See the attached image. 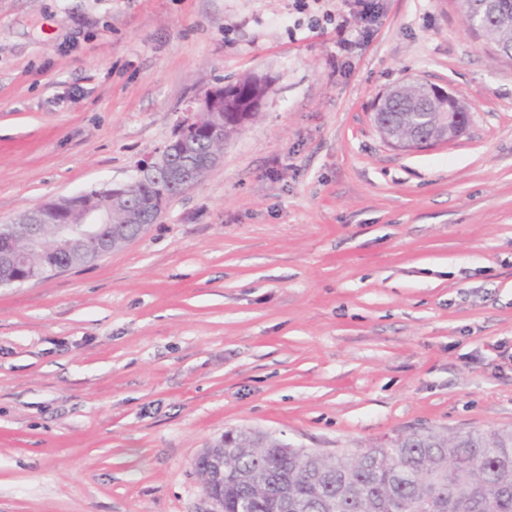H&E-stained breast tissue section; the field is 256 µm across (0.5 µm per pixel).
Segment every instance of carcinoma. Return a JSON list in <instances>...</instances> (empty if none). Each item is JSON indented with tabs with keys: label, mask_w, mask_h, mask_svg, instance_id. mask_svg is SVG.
Here are the masks:
<instances>
[{
	"label": "carcinoma",
	"mask_w": 512,
	"mask_h": 512,
	"mask_svg": "<svg viewBox=\"0 0 512 512\" xmlns=\"http://www.w3.org/2000/svg\"><path fill=\"white\" fill-rule=\"evenodd\" d=\"M507 22L489 20L471 26L493 50L512 45V0H492ZM228 106L249 112L266 87L249 75L227 84ZM399 110L384 113L404 137L427 134L402 119L419 105L434 111L429 89L407 84ZM229 128L185 148L184 164L206 173L203 161L219 154ZM158 197L156 181H139L136 198ZM241 428L224 433V512H239L247 498L249 512H512V430L456 432L434 429L398 434L385 443L356 452L323 455L311 448H290L260 431Z\"/></svg>",
	"instance_id": "obj_1"
}]
</instances>
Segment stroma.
<instances>
[{
  "instance_id": "stroma-1",
  "label": "stroma",
  "mask_w": 512,
  "mask_h": 512,
  "mask_svg": "<svg viewBox=\"0 0 512 512\" xmlns=\"http://www.w3.org/2000/svg\"><path fill=\"white\" fill-rule=\"evenodd\" d=\"M248 74L260 114L156 224L0 288V512H213L193 461L232 428L512 429V60L462 0H0V224L131 180ZM415 79L459 138L383 140Z\"/></svg>"
}]
</instances>
